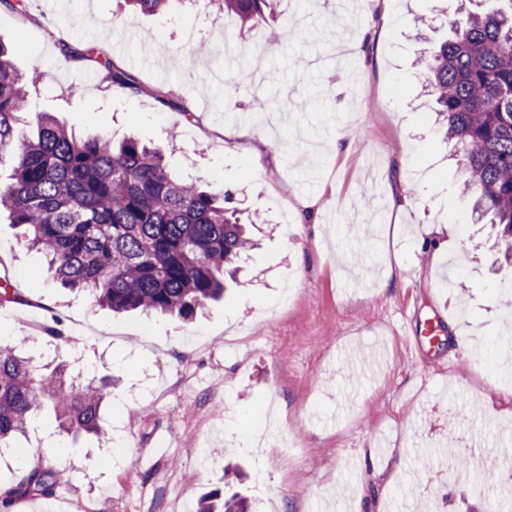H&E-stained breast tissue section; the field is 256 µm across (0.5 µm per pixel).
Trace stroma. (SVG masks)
Wrapping results in <instances>:
<instances>
[{"instance_id": "35a3bbf8", "label": "stroma", "mask_w": 512, "mask_h": 512, "mask_svg": "<svg viewBox=\"0 0 512 512\" xmlns=\"http://www.w3.org/2000/svg\"><path fill=\"white\" fill-rule=\"evenodd\" d=\"M25 5L22 16L0 5V41L35 75L31 111L160 147L180 177L228 194L254 246L224 298L193 319L116 317L55 284L0 220V276L23 297L0 306V334L28 337L38 374L62 358L112 381L103 434L68 436L42 417L0 460V489L43 463L64 472L54 493L65 512H179L215 490L254 512L270 501L278 512H409L416 499L432 512H512V488L483 477L512 453V344L501 341L512 267L459 189L419 63L458 0H277L246 25L222 0H171L126 26L115 22L125 0ZM88 46L140 91L65 54ZM342 129L350 146L336 144ZM433 311L445 342L408 348L407 316ZM57 322L92 341L50 338ZM473 427L483 464L411 480L436 464L413 460L414 448L460 454Z\"/></svg>"}]
</instances>
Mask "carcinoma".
I'll list each match as a JSON object with an SVG mask.
<instances>
[{
  "label": "carcinoma",
  "instance_id": "carcinoma-1",
  "mask_svg": "<svg viewBox=\"0 0 512 512\" xmlns=\"http://www.w3.org/2000/svg\"><path fill=\"white\" fill-rule=\"evenodd\" d=\"M135 15L161 11L169 0H127ZM448 20L450 36L426 61L424 75L448 138L460 146L463 192L499 227L498 244L512 264V0ZM271 0H224V12L250 22ZM96 62L115 85L139 89L104 53ZM6 45L0 43V163L12 162L0 185V213L22 228L28 245L45 253L66 288H79L113 312L189 318L224 293V267L250 245L224 195L173 174L162 155L137 138L115 144L79 136L53 117L29 111ZM109 396L106 380H75L67 365L37 377L33 357L0 348V449L50 409L59 430L96 433ZM60 471L38 466L0 502L48 497Z\"/></svg>",
  "mask_w": 512,
  "mask_h": 512
}]
</instances>
